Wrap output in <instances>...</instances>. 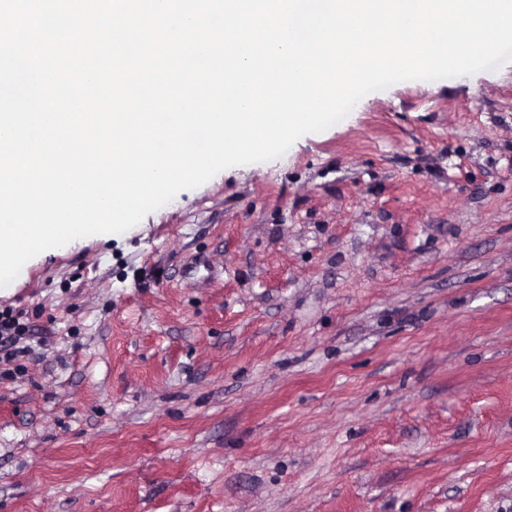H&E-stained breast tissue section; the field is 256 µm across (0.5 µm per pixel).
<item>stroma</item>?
I'll use <instances>...</instances> for the list:
<instances>
[{
  "label": "stroma",
  "instance_id": "35a3bbf8",
  "mask_svg": "<svg viewBox=\"0 0 512 512\" xmlns=\"http://www.w3.org/2000/svg\"><path fill=\"white\" fill-rule=\"evenodd\" d=\"M0 512H512V62L364 96L0 287ZM22 314V311L14 312L13 309L0 311V353L4 352L3 357H0L1 362L9 363L31 353L30 347L21 342L27 331L25 324L20 323Z\"/></svg>",
  "mask_w": 512,
  "mask_h": 512
}]
</instances>
